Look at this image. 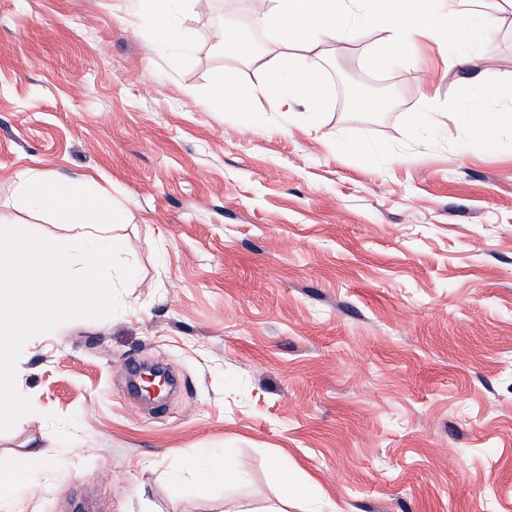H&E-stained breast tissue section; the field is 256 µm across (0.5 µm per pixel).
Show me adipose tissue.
Masks as SVG:
<instances>
[{
	"label": "adipose tissue",
	"mask_w": 512,
	"mask_h": 512,
	"mask_svg": "<svg viewBox=\"0 0 512 512\" xmlns=\"http://www.w3.org/2000/svg\"><path fill=\"white\" fill-rule=\"evenodd\" d=\"M182 2L145 0V19L164 44L182 42L180 27L172 23ZM511 10L512 0H254L253 22L275 40L277 52L256 53L232 30L224 31L221 44L236 60L259 65L268 78L248 86L228 67L213 76L209 92L257 128L265 127L268 112L290 99L304 106L308 124L315 126L330 103L331 90L321 70L305 63L306 51L323 53L362 30L375 29L382 38L368 61L378 68L410 60L424 38L451 49L474 46L490 35L493 13ZM455 118L472 141L489 150L502 149L501 132L512 127V110L491 108L480 94Z\"/></svg>",
	"instance_id": "obj_1"
}]
</instances>
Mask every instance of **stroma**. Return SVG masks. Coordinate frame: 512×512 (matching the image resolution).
I'll list each match as a JSON object with an SVG mask.
<instances>
[{
    "label": "stroma",
    "instance_id": "stroma-1",
    "mask_svg": "<svg viewBox=\"0 0 512 512\" xmlns=\"http://www.w3.org/2000/svg\"><path fill=\"white\" fill-rule=\"evenodd\" d=\"M141 0H0V223L70 237L28 209L16 176L79 177L126 210L114 234L137 277L101 325L30 340L17 382L33 414L0 433V468L26 466L23 512H257L288 467V512H512V149L456 125L414 132L426 99L462 107L484 74L512 97V14L478 61L422 41L411 65L363 66L375 30L307 52L332 104L319 128L280 107L250 128L209 95L235 66L224 28L250 0L185 9L190 65L156 45ZM394 93L365 112L349 86ZM344 135L382 149L341 155ZM183 381L161 413L123 392L130 360ZM39 454H32V447ZM230 453L228 486L180 467Z\"/></svg>",
    "mask_w": 512,
    "mask_h": 512
}]
</instances>
